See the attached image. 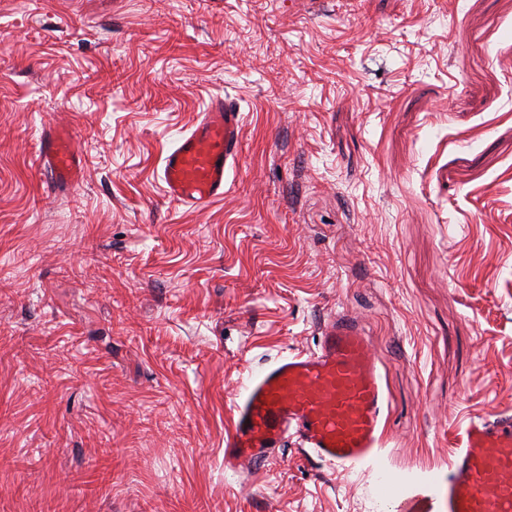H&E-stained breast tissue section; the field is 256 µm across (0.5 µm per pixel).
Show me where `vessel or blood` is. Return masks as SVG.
Listing matches in <instances>:
<instances>
[{
    "label": "vessel or blood",
    "mask_w": 512,
    "mask_h": 512,
    "mask_svg": "<svg viewBox=\"0 0 512 512\" xmlns=\"http://www.w3.org/2000/svg\"><path fill=\"white\" fill-rule=\"evenodd\" d=\"M244 116L214 97L172 142L160 179L165 195L190 208L223 199L242 152ZM48 185H73L83 174L71 132L40 140ZM228 458L245 467L272 458L296 435L317 458L343 469L369 460L379 445L384 393L363 329L347 319L326 327L315 351L280 358L254 375L234 404ZM447 512H512V415L471 420L449 463Z\"/></svg>",
    "instance_id": "1"
}]
</instances>
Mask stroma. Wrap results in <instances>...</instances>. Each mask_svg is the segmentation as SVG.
<instances>
[{"label":"stroma","instance_id":"stroma-1","mask_svg":"<svg viewBox=\"0 0 512 512\" xmlns=\"http://www.w3.org/2000/svg\"><path fill=\"white\" fill-rule=\"evenodd\" d=\"M224 95L242 157L191 209L161 157ZM52 127L75 187L39 174ZM339 316L378 463L293 436L227 465L251 377ZM505 409L512 0H0V512H443L460 433ZM37 160L48 185H73L82 177L83 165L74 149L73 136L63 128L42 135Z\"/></svg>","mask_w":512,"mask_h":512}]
</instances>
